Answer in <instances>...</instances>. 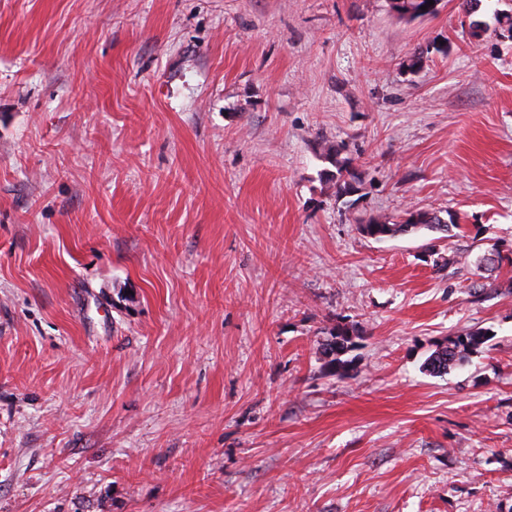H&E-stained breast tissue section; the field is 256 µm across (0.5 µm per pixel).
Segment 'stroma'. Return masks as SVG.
I'll list each match as a JSON object with an SVG mask.
<instances>
[{
    "mask_svg": "<svg viewBox=\"0 0 512 512\" xmlns=\"http://www.w3.org/2000/svg\"><path fill=\"white\" fill-rule=\"evenodd\" d=\"M493 10L0 0V512H512ZM327 144L356 201L324 190ZM409 210L455 225L359 230ZM337 328V329H336ZM332 333H330L331 340L329 343L323 345V355L330 360L327 361V366L333 375L341 373L346 370L347 361L341 360L337 357L340 353L345 352L350 345H352V335L350 330L347 328L336 327ZM331 352V353H329ZM481 331L457 336L450 345L440 346L426 360L424 367L433 374H445L451 367L465 360L467 354L483 344L487 338Z\"/></svg>",
    "mask_w": 512,
    "mask_h": 512,
    "instance_id": "stroma-1",
    "label": "stroma"
}]
</instances>
